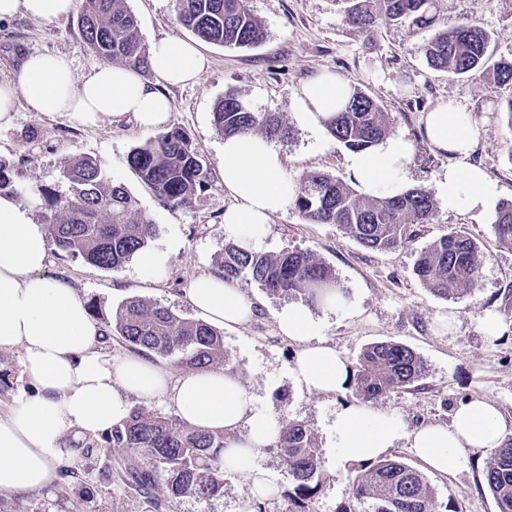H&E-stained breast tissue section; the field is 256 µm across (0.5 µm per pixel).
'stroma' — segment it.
Returning <instances> with one entry per match:
<instances>
[{
	"label": "stroma",
	"mask_w": 512,
	"mask_h": 512,
	"mask_svg": "<svg viewBox=\"0 0 512 512\" xmlns=\"http://www.w3.org/2000/svg\"><path fill=\"white\" fill-rule=\"evenodd\" d=\"M126 5L138 21L143 43L192 40V32L176 19L173 0H126ZM244 6L266 28L265 43L250 49L200 43L209 67L196 84L170 88L173 110L157 129L143 130L128 117L83 126L64 113L37 114L23 100L11 125L0 127V160L14 167L20 181L62 193L67 189L60 175L63 165L76 154L92 157L154 220L157 231L147 250L162 254L163 260L149 273L138 255L122 269L110 271L60 256L56 247H49L43 275L76 288L84 304L93 305L92 318L98 323L111 321L119 304L131 297L198 318L184 290L195 277L221 275L218 256L233 237L224 227L230 203L220 169L224 137L213 124L216 102L231 89L252 111L279 114L290 126L289 139L277 144L289 177L321 172L349 184L353 176L345 163L347 148L328 132L316 135L302 127L290 106L294 93L322 71L348 78L384 106L391 135L413 142L415 155L404 187L432 192L451 159L426 141L423 117L442 101L456 99L477 124L472 163L498 184L502 201H512V132L499 110L501 102L512 98V84H498L489 70L477 78H452L432 70L421 46L433 29L381 24L361 31L346 23L341 0H244ZM468 18L490 38V63L512 60V0H439L440 27ZM33 52L63 56L80 76L101 62L82 39L76 15L51 21L19 16L0 23L1 82L10 77L22 54ZM174 128L188 135L209 172L188 207H173L156 197L128 163L132 148ZM451 231L473 237L484 260L470 290L442 299L429 293L413 268L422 251ZM287 248L313 253L347 290L351 310L317 307L313 313L320 336L345 354L349 368H356L364 347L383 341L407 345L422 358V379L368 400L367 408L394 416L412 429L450 424L463 401L490 398L504 416L505 437H512V249L499 244L492 220L441 205L432 223L408 225L398 248L375 251L337 225L305 222L290 206L268 224L263 251L276 254ZM233 285L252 302L254 314L246 325L224 330L230 362L258 406L311 429L327 480L309 508L338 512L352 497L350 477L358 466L340 455L333 421L337 410L358 397L350 386L331 394L297 388L290 368L300 345L281 334L275 319L287 296L267 294L244 278ZM488 312L501 321L499 337L484 332L482 319ZM61 443L75 451L62 465L75 470L76 478L66 482L58 477L39 491L0 495V512H240L252 499L250 481L233 474L225 475L223 493L206 501L172 497L162 489L144 497L123 477L130 461L124 449H112L105 458H85L79 450L86 440L68 432ZM491 454L488 448L474 450L467 467L428 473L438 512H498L483 477ZM257 464L274 486L264 500V512H291L287 492L293 480L279 453L263 449Z\"/></svg>",
	"instance_id": "obj_1"
}]
</instances>
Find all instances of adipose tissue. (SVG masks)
<instances>
[{"instance_id":"obj_1","label":"adipose tissue","mask_w":512,"mask_h":512,"mask_svg":"<svg viewBox=\"0 0 512 512\" xmlns=\"http://www.w3.org/2000/svg\"><path fill=\"white\" fill-rule=\"evenodd\" d=\"M74 8L75 0H0V22L18 16L50 20ZM150 64L158 77L154 83L120 65L104 63L79 76L59 55H29L0 82V127L11 124L22 97L34 112H65L86 126L106 117L130 116L141 128L152 129L172 110L166 87L195 83L209 61L194 44L160 39L151 45ZM352 92L347 78L321 73L294 96L299 122L320 132L327 117L346 107ZM424 133L436 149L456 159L439 184L448 207L491 212L500 197L498 185L468 162L477 134L472 115L456 101H444L426 113ZM412 155L408 141L390 137L373 150L351 153L347 167L364 194L375 196L385 188L396 194ZM221 172L231 200L224 222L243 248L258 250L272 216L284 211L295 193L285 158L270 140L242 133L225 138ZM47 256L42 225L30 219L16 198L0 195V351L21 350V375L27 384L10 412L0 416V494L48 486L66 453L62 435L94 437L121 424L130 411L127 397L133 394L146 401L169 398L188 425L230 434L225 473L249 479L253 497L267 496L272 484L259 469L257 456L275 438V414L258 407L228 370L192 371L174 380L168 370L139 356L113 362L98 350L102 328L76 289L43 275ZM185 294L217 325L234 328L252 315L251 302L220 277H196ZM276 320L280 332L301 345L291 368L295 385L319 393L343 389L348 361L319 337L311 309L290 303L277 312ZM333 427L340 453L350 461L383 456L403 439L427 469L439 473L465 467L470 450L498 447L505 430L499 407L488 399L462 403L450 425L428 424L411 431L395 418L349 404L337 411ZM238 430L243 433L239 439L234 436Z\"/></svg>"}]
</instances>
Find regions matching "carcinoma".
I'll list each match as a JSON object with an SVG mask.
<instances>
[{
    "mask_svg": "<svg viewBox=\"0 0 512 512\" xmlns=\"http://www.w3.org/2000/svg\"><path fill=\"white\" fill-rule=\"evenodd\" d=\"M346 22L358 29L380 23H406L427 29L439 20L438 0H346ZM177 19L200 40L233 48H255L267 39L262 23L243 0H174ZM85 43L104 61L146 72L150 54L141 42L137 20L126 0H83L79 19ZM488 35L474 22L440 29L423 45L427 64L454 77L483 73L488 60ZM224 135L260 131L268 139H285L290 127L275 113L251 111L238 94L227 91L213 112ZM328 132L351 151H367L389 133L388 113L373 98L354 92L344 110L326 122ZM130 167L153 192L176 207L192 204L207 171L187 135L175 128L135 147ZM64 193L20 182L12 166L0 161V194L9 193L39 209L48 237L65 257L118 270L141 252L156 234L152 218L126 188L112 180L104 166L87 156H74L63 167ZM292 205L312 224H336L362 246L389 250L399 246L409 224H428L437 205L424 188L396 196L368 198L324 173H305ZM494 231L500 244L512 248V201L501 204ZM224 278L247 277L270 295H299L315 306L329 290L339 289L332 269L308 251L286 249L266 255L224 243L219 254ZM483 262L477 241L451 231L424 250L414 274L428 291L448 298L470 289ZM113 335L148 358L174 359L191 370L228 366L224 336L214 326L174 313L141 298H128L118 307ZM423 373L420 357L397 342L366 346L353 375L355 393L364 400L417 382ZM228 435L187 425L136 409L119 426L102 434L101 452L124 448L144 461L129 470V481L148 490L163 474L174 497L192 495L208 500L223 491L222 454ZM295 486L289 500L298 512L317 495L327 475L312 432L302 423L282 419L273 442ZM484 478L498 512H512V438L502 441L488 459ZM353 503L339 512H436L435 492L416 468L391 457L360 465L352 478Z\"/></svg>",
    "mask_w": 512,
    "mask_h": 512,
    "instance_id": "carcinoma-1",
    "label": "carcinoma"
}]
</instances>
